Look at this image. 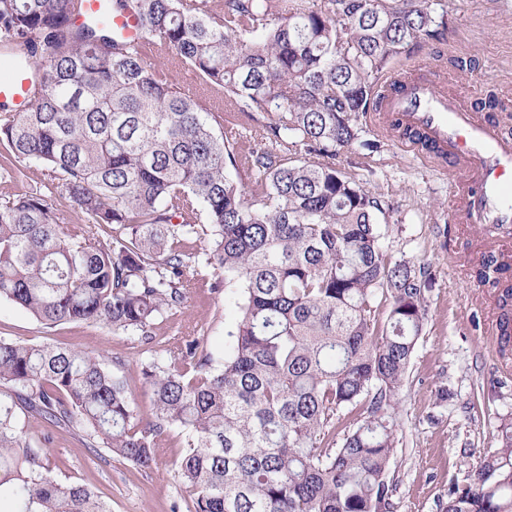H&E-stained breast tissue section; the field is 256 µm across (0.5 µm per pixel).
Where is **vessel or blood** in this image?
<instances>
[{"label":"vessel or blood","mask_w":512,"mask_h":512,"mask_svg":"<svg viewBox=\"0 0 512 512\" xmlns=\"http://www.w3.org/2000/svg\"><path fill=\"white\" fill-rule=\"evenodd\" d=\"M427 67L421 59L412 65L418 79L405 83L395 74L381 82L375 125L386 131L399 128L405 150L430 162L447 160L450 172L460 174L466 192L452 196L451 212H464L473 224L512 227V136L450 78L438 86L425 79ZM31 98L28 71L0 81V103H8L11 112L27 111Z\"/></svg>","instance_id":"vessel-or-blood-1"}]
</instances>
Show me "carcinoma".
<instances>
[{"mask_svg": "<svg viewBox=\"0 0 512 512\" xmlns=\"http://www.w3.org/2000/svg\"><path fill=\"white\" fill-rule=\"evenodd\" d=\"M107 5L136 18L141 41L101 17L74 25L75 0H0V44L27 48L14 63L38 87L0 123V143L11 165L44 166L85 218L60 224L51 195L0 200V300L47 325L144 336L183 304L196 256L179 243L195 236L237 318L222 358L194 340L143 367L145 424L103 355L0 337L6 512H109L87 486L50 476L51 449L32 446L24 415L88 432L143 469L157 438L180 429L193 512H388L394 406L432 278L390 260L380 202L335 159L380 148L357 120L398 57L447 40V11L429 0ZM183 69L199 78L193 92L179 87ZM227 112L251 113L248 142ZM473 276L512 299V270L495 257ZM498 437L444 512H512L511 416Z\"/></svg>", "mask_w": 512, "mask_h": 512, "instance_id": "1", "label": "carcinoma"}]
</instances>
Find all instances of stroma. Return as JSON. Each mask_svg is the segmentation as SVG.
Segmentation results:
<instances>
[{
    "mask_svg": "<svg viewBox=\"0 0 512 512\" xmlns=\"http://www.w3.org/2000/svg\"><path fill=\"white\" fill-rule=\"evenodd\" d=\"M436 2L447 10L450 29L447 41L420 52L430 62L431 75L448 73L458 88L477 90L483 99L512 89V0ZM457 58L469 61V68L457 70ZM358 125L362 138L379 140L380 149L342 150L336 166L393 204V211L379 219L391 258L429 266L433 276L428 318L395 406L397 490L390 512H442L449 488L464 483L481 456L498 448L497 427L502 416L512 413V358L494 354L487 332L489 319L499 317L500 310L493 293L471 275L490 238L489 227L459 223L449 213L447 174L402 151L396 135L378 132L368 118ZM48 183L45 168L36 164L0 168V198L43 194ZM214 277L212 268L192 265L183 305L155 321L147 344L100 323L46 325L5 300L0 302V337L109 356L147 420L151 401L142 368L151 357L194 339L214 355L224 353L236 309L230 298L211 290ZM444 388L452 394L446 402L438 399ZM26 428L35 444L51 436L50 475L89 486L110 512H186L189 497L175 467L181 448L177 430L163 433L156 466L144 470L102 444L41 419L29 418Z\"/></svg>",
    "mask_w": 512,
    "mask_h": 512,
    "instance_id": "obj_1",
    "label": "stroma"
}]
</instances>
